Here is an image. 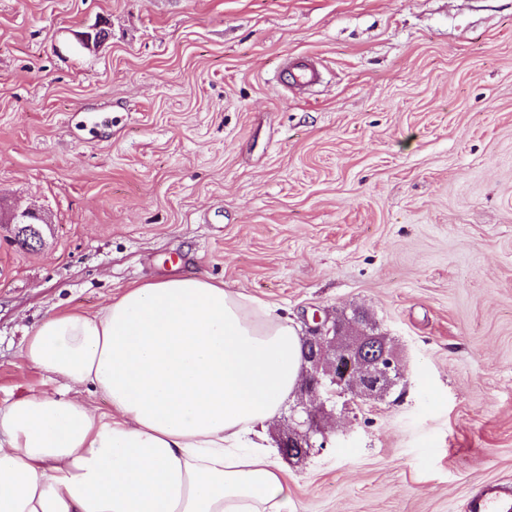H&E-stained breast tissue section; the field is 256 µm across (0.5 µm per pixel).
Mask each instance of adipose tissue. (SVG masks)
<instances>
[{
	"label": "adipose tissue",
	"mask_w": 512,
	"mask_h": 512,
	"mask_svg": "<svg viewBox=\"0 0 512 512\" xmlns=\"http://www.w3.org/2000/svg\"><path fill=\"white\" fill-rule=\"evenodd\" d=\"M21 356L63 386L0 406V512H297L264 443L303 368L275 308L195 275L135 283L46 318Z\"/></svg>",
	"instance_id": "ef3b65f1"
}]
</instances>
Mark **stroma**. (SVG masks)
<instances>
[{
    "label": "stroma",
    "instance_id": "stroma-1",
    "mask_svg": "<svg viewBox=\"0 0 512 512\" xmlns=\"http://www.w3.org/2000/svg\"><path fill=\"white\" fill-rule=\"evenodd\" d=\"M99 24L97 51L67 49ZM322 78L292 94L288 60ZM0 405L21 342L195 274L297 324L366 313L403 379L301 460L298 512H464L512 486V0H0ZM0 224H10L11 243L24 244L25 249H35L43 240V225L48 224L44 217L31 207L14 209L7 214L0 213ZM32 239L33 245L29 243Z\"/></svg>",
    "mask_w": 512,
    "mask_h": 512
}]
</instances>
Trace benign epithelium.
I'll return each instance as SVG.
<instances>
[{
  "label": "benign epithelium",
  "instance_id": "7a95c632",
  "mask_svg": "<svg viewBox=\"0 0 512 512\" xmlns=\"http://www.w3.org/2000/svg\"><path fill=\"white\" fill-rule=\"evenodd\" d=\"M108 32L98 24L76 34L74 50L101 47ZM44 217L35 209H14L0 213V224L10 225L11 243L32 250L43 240ZM302 335L308 353L304 355L305 377L300 386L299 399L293 407L294 425L281 436V447L304 448L316 435L322 442L328 436L317 422L320 407L316 402L323 395L348 394L376 396L389 390L403 377L396 354L383 346L373 354L366 353L369 334L363 327L362 315L352 318L338 316L333 321L313 317Z\"/></svg>",
  "mask_w": 512,
  "mask_h": 512
}]
</instances>
